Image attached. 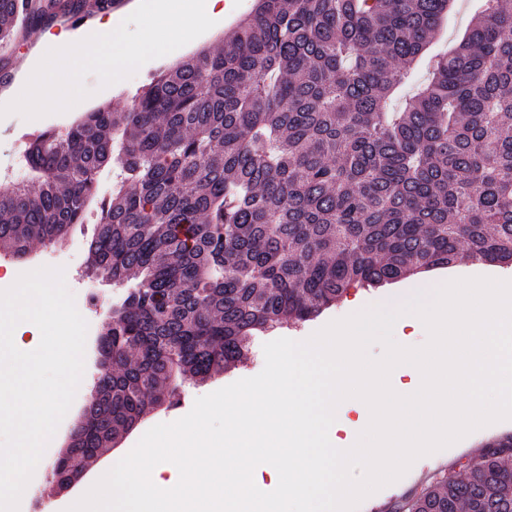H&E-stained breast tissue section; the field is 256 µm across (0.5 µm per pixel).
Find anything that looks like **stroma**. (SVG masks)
Wrapping results in <instances>:
<instances>
[{
	"label": "stroma",
	"mask_w": 512,
	"mask_h": 512,
	"mask_svg": "<svg viewBox=\"0 0 512 512\" xmlns=\"http://www.w3.org/2000/svg\"><path fill=\"white\" fill-rule=\"evenodd\" d=\"M235 14L223 24L204 31L197 44L183 48L174 55L163 54L150 56L139 67L104 77L97 69L84 72L77 97L72 100H59L49 103L40 111L34 112L14 105H0V180L14 181L18 169V158L26 142L40 132L80 120L85 113L100 106H123L128 98L139 89L150 83L152 78L167 67L196 54L202 49H217L222 45L225 33L235 28L237 23L249 14L255 0H236ZM93 227L89 224L74 226L68 237L60 244L46 246L33 244L31 253L25 261L17 262L10 257L0 255V266H9L11 272L25 273L41 267H60L64 270L65 282L75 298L77 309L88 323L89 334H97L101 322L107 317L113 301L117 300L121 291L117 288L102 285L86 273L89 264L87 242L92 235ZM95 292L96 301H88L87 292ZM346 302L323 311L313 320L303 323L284 322L275 330L255 338L249 353L247 363L239 364L224 374L209 379L207 382L194 385L185 383L179 386L180 402L171 408H161L147 413L137 427L126 435L117 447L109 449L100 455L99 460L104 464H116L133 447L139 439L153 426L160 423H170L185 416L192 408L196 398L210 394L239 379L257 375L264 367L263 345L266 342L289 338L303 341L321 330L330 322L345 318ZM97 374L94 359H87L81 383L69 411L61 421L57 431L47 442L41 463H38L29 482L31 491H44L46 497L37 508H30L28 499H21L19 512H64L63 495L47 494L45 488L49 477L50 467L62 448H65L73 426L81 419L85 399L92 389ZM502 433L496 429L478 430L470 448L455 455H447L446 451L436 452L435 456L417 459L407 473L396 482L389 484L371 497L365 498L357 512H392L403 500L417 490L421 485L432 482L435 474L443 472V458H452V473L462 472L469 459L479 455L486 443L501 438Z\"/></svg>",
	"instance_id": "obj_1"
}]
</instances>
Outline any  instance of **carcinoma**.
Segmentation results:
<instances>
[{
  "label": "carcinoma",
  "mask_w": 512,
  "mask_h": 512,
  "mask_svg": "<svg viewBox=\"0 0 512 512\" xmlns=\"http://www.w3.org/2000/svg\"><path fill=\"white\" fill-rule=\"evenodd\" d=\"M453 0H257L223 50L159 73L24 152L0 195V252L63 242L97 204L88 273L126 288L96 338L84 419L53 491L115 447L181 381L243 362L259 332L305 322L354 284L460 258L512 266V9L485 0L396 111L394 90ZM112 0H42L36 26ZM0 0V44H19ZM512 436L399 512H512Z\"/></svg>",
  "instance_id": "carcinoma-1"
}]
</instances>
